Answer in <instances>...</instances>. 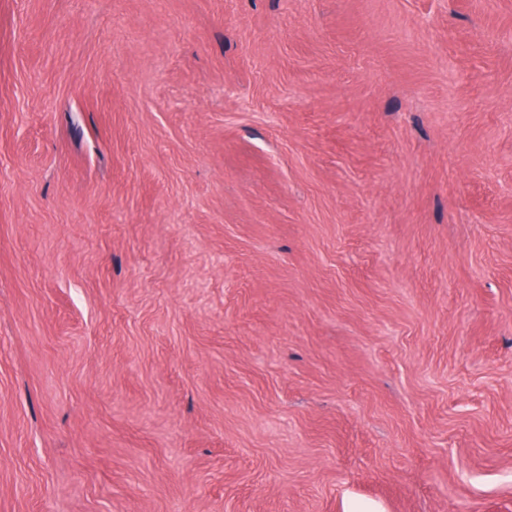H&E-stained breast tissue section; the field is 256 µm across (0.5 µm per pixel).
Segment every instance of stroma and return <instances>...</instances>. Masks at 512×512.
Here are the masks:
<instances>
[{"label":"stroma","instance_id":"35a3bbf8","mask_svg":"<svg viewBox=\"0 0 512 512\" xmlns=\"http://www.w3.org/2000/svg\"><path fill=\"white\" fill-rule=\"evenodd\" d=\"M512 512V0H0V512Z\"/></svg>","mask_w":512,"mask_h":512}]
</instances>
